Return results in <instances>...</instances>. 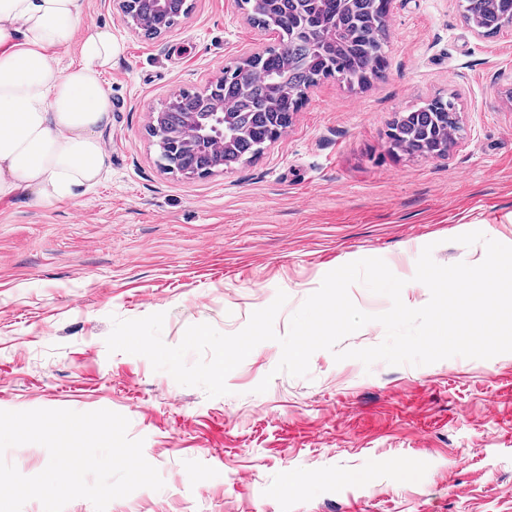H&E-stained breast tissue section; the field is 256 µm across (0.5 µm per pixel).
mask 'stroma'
Here are the masks:
<instances>
[{
    "label": "stroma",
    "instance_id": "35a3bbf8",
    "mask_svg": "<svg viewBox=\"0 0 512 512\" xmlns=\"http://www.w3.org/2000/svg\"><path fill=\"white\" fill-rule=\"evenodd\" d=\"M83 5L113 43L103 172L70 201L0 203V410L127 417L164 487L107 512H512V353L367 368L320 350L294 377L267 341L210 398L105 343L113 318L153 313L171 346L200 323L233 334L280 290L283 336L346 263L379 257L409 281L427 244L441 265L484 259L456 243L466 232L512 245V25L479 35L460 0H398L379 78L321 80L260 156L186 177L162 168L152 109L276 34L242 0H192L155 38L116 0ZM448 96L461 129L447 157L391 146L396 118Z\"/></svg>",
    "mask_w": 512,
    "mask_h": 512
}]
</instances>
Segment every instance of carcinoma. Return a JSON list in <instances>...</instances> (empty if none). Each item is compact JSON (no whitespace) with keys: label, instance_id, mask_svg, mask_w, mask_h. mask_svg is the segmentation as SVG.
I'll list each match as a JSON object with an SVG mask.
<instances>
[{"label":"carcinoma","instance_id":"obj_1","mask_svg":"<svg viewBox=\"0 0 512 512\" xmlns=\"http://www.w3.org/2000/svg\"><path fill=\"white\" fill-rule=\"evenodd\" d=\"M251 5L254 21H270L266 28L280 35V44L262 53L259 70L283 79L279 86L258 78L242 87L230 77L224 78V102L231 107L236 124L245 130L224 159L233 165L245 156H255L265 143L274 139L275 131H282L298 111L301 91L318 80L340 77L349 83L364 84L371 76L382 72L386 64L383 44L386 11L383 0H318L311 26L320 31L323 25L336 22V34L326 47L312 52L305 49L295 30L294 10L269 9L246 0ZM465 21L476 25L483 34L493 35L512 22V0H463ZM409 122L396 120L393 129L397 147L412 144L415 129L433 128L440 143L447 142L445 128L455 125L458 108L454 99H435L413 110Z\"/></svg>","mask_w":512,"mask_h":512}]
</instances>
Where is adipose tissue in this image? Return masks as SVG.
I'll return each mask as SVG.
<instances>
[{"label":"adipose tissue","mask_w":512,"mask_h":512,"mask_svg":"<svg viewBox=\"0 0 512 512\" xmlns=\"http://www.w3.org/2000/svg\"><path fill=\"white\" fill-rule=\"evenodd\" d=\"M82 0H0V202L20 193L41 205L72 199L96 181L97 133L110 103L102 72L112 36L80 34ZM80 61L60 68L59 48Z\"/></svg>","instance_id":"adipose-tissue-1"}]
</instances>
